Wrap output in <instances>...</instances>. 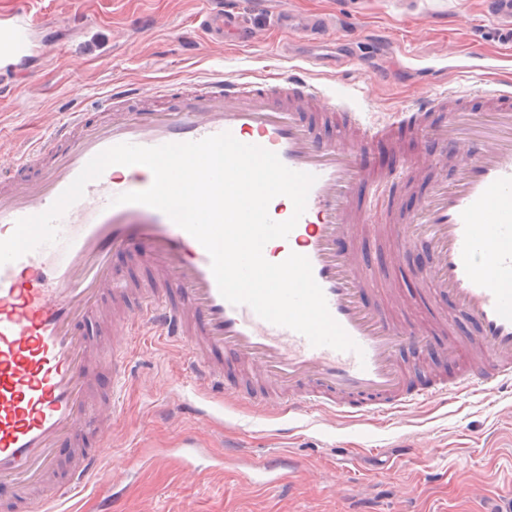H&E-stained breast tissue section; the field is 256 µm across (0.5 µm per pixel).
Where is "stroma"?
I'll list each match as a JSON object with an SVG mask.
<instances>
[{
	"label": "stroma",
	"mask_w": 512,
	"mask_h": 512,
	"mask_svg": "<svg viewBox=\"0 0 512 512\" xmlns=\"http://www.w3.org/2000/svg\"><path fill=\"white\" fill-rule=\"evenodd\" d=\"M34 23H54L51 46L17 65L13 93L0 96V158L45 137L78 107H91L113 85L148 89L214 76L286 78L305 70L313 83H336L355 98L360 122L379 129L411 109L419 94L456 95L470 115L490 121L487 99L512 81V44L488 0H238L240 26L211 44L199 19L201 0H26ZM322 16L334 34L289 35L284 18ZM448 115L430 112L419 127L398 132V145L378 139L359 148L383 170L417 157L446 128ZM450 163L422 165L416 181H390L371 203L370 223L386 212L419 214L424 198ZM362 254L391 268L383 299L394 320L429 333L432 348L403 351L408 374L434 380L457 370L439 347L449 337L475 336L474 322L448 313L445 292L424 296L422 278L433 254L420 238L407 242L399 267L391 247L363 236ZM131 376L114 397L112 451L102 469L123 497L125 512H499L512 497V387L466 392L453 402L428 399L394 416L342 417L330 411H254L232 393H202L184 348L131 329ZM225 456L223 468L198 462L184 471L164 456L183 438ZM287 463V489L252 483L251 464ZM414 486L401 499L397 485Z\"/></svg>",
	"instance_id": "1"
}]
</instances>
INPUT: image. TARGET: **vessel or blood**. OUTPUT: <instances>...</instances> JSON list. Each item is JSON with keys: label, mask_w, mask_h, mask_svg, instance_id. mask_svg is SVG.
I'll use <instances>...</instances> for the list:
<instances>
[{"label": "vessel or blood", "mask_w": 512, "mask_h": 512, "mask_svg": "<svg viewBox=\"0 0 512 512\" xmlns=\"http://www.w3.org/2000/svg\"><path fill=\"white\" fill-rule=\"evenodd\" d=\"M235 14L206 13L212 40L236 26ZM34 50L26 11L0 26V70ZM492 123L466 138L430 139L426 155L454 164L449 184L427 196L411 233L430 245L431 287L447 290L455 312L477 324L481 364L409 387L398 360L404 346L421 344L384 308L368 305L377 272L354 248L366 222L352 189L376 192L386 173L361 170L356 143L371 139L354 109L335 92L293 75L270 89L267 80L212 77L191 84H161L152 91L115 88L99 106L108 120L77 110L53 128L46 143L12 159L11 188L0 190V240L18 219L46 211L86 163L119 143L154 147L222 132L275 152L288 168L316 175L307 207L289 238L312 265L332 317L355 341L353 351L315 347L249 306L225 300L204 247L163 212L142 204L112 205L113 197L150 187L143 165L108 167L60 218V240L0 265V483L11 485L29 512H55L42 489L55 471L64 441L79 448L66 488L100 479V448H84L82 432L107 440L112 427L108 393L93 394L96 372L125 380L127 328L141 323L183 345L196 384L233 387L255 410L286 397L291 410L325 409L343 416L399 413L428 397L451 401L479 387L512 385V85L492 92ZM314 103L346 122L330 142L299 116ZM136 248L152 263L149 283L128 288L113 277V254ZM109 300L119 314L109 333L108 356L98 353L94 306Z\"/></svg>", "instance_id": "obj_1"}]
</instances>
